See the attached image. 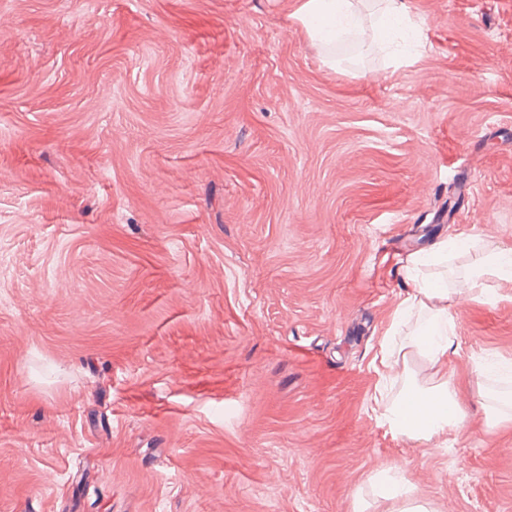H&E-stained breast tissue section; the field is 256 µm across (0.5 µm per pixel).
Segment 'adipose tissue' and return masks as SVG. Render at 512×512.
<instances>
[{"label": "adipose tissue", "mask_w": 512, "mask_h": 512, "mask_svg": "<svg viewBox=\"0 0 512 512\" xmlns=\"http://www.w3.org/2000/svg\"><path fill=\"white\" fill-rule=\"evenodd\" d=\"M359 2L303 0L296 18L314 41L356 38L363 34L357 19ZM472 248L479 250V258L451 282L413 267L411 289L394 307L380 348L379 388L387 390L396 381L403 388L396 398L373 410L378 426L392 437L428 443L456 433L466 423L456 383L448 373V355L459 346L449 308L460 299L499 300L505 288H512V248H487L469 234L440 247L436 258L444 261L450 252ZM493 281L498 284L494 290L489 287ZM379 494L388 512H429L428 504L416 498L413 485L405 479L384 476Z\"/></svg>", "instance_id": "adipose-tissue-1"}]
</instances>
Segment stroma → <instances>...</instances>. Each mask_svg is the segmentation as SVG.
I'll return each mask as SVG.
<instances>
[{
    "instance_id": "35a3bbf8",
    "label": "stroma",
    "mask_w": 512,
    "mask_h": 512,
    "mask_svg": "<svg viewBox=\"0 0 512 512\" xmlns=\"http://www.w3.org/2000/svg\"><path fill=\"white\" fill-rule=\"evenodd\" d=\"M298 5L0 0V512H512V300L450 310L459 433L370 410L415 253L512 247V0L395 60ZM379 495L388 503L387 512H429L425 501L416 498L413 485L404 478L386 474L379 482Z\"/></svg>"
}]
</instances>
